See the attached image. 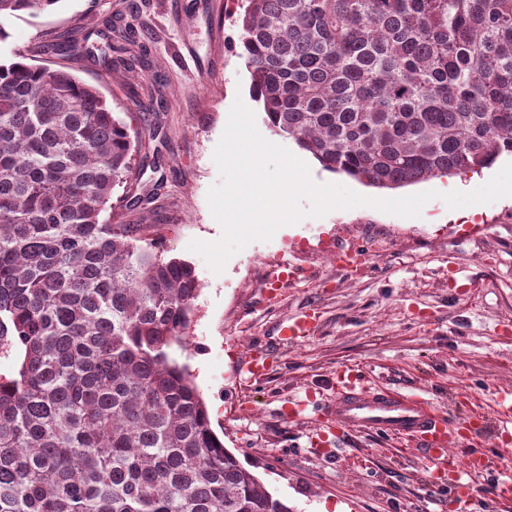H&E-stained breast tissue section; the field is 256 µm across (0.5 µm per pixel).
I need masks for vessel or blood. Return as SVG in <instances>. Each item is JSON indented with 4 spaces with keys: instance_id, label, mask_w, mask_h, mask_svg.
<instances>
[{
    "instance_id": "vessel-or-blood-1",
    "label": "vessel or blood",
    "mask_w": 512,
    "mask_h": 512,
    "mask_svg": "<svg viewBox=\"0 0 512 512\" xmlns=\"http://www.w3.org/2000/svg\"><path fill=\"white\" fill-rule=\"evenodd\" d=\"M326 421L353 431L376 430L421 447L434 472L445 470L449 444L462 428L421 395L366 383L355 367L336 376V397L322 413Z\"/></svg>"
}]
</instances>
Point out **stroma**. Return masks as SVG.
Segmentation results:
<instances>
[{
    "label": "stroma",
    "instance_id": "1",
    "mask_svg": "<svg viewBox=\"0 0 512 512\" xmlns=\"http://www.w3.org/2000/svg\"><path fill=\"white\" fill-rule=\"evenodd\" d=\"M239 11L237 0H222L216 14L196 0H61L53 14L1 21L9 38L0 59L20 53L31 64L68 68L98 88L138 139L133 178L115 188L112 210L128 224L147 216V238L194 264L201 289L189 344L174 355L188 365L225 448L272 494L294 512H512V499L491 493L512 476V431L456 448L458 459L495 464L473 475L464 503L451 486L431 482L418 450L347 429L315 433L317 408L335 397L344 365L414 390L453 419L495 416L498 388L512 385V198L452 219L442 196L462 182L483 185L512 157L393 190L324 170L273 133L252 100ZM108 18L132 25L134 49L146 56L141 70L109 72L80 46L49 51ZM238 97L260 134L303 160L317 183L380 199L439 196L414 218L360 206L303 219L251 242L215 273L188 245L221 236L207 193L220 180L213 153ZM146 194L144 213L126 209L128 197ZM283 272L287 281L277 283ZM309 313L315 332L286 342L282 324ZM252 356L268 366L261 378L244 369ZM298 402L303 411L288 418Z\"/></svg>",
    "mask_w": 512,
    "mask_h": 512
}]
</instances>
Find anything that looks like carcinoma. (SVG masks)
I'll use <instances>...</instances> for the list:
<instances>
[{"label":"carcinoma","instance_id":"1","mask_svg":"<svg viewBox=\"0 0 512 512\" xmlns=\"http://www.w3.org/2000/svg\"><path fill=\"white\" fill-rule=\"evenodd\" d=\"M238 27L268 123L330 172L397 188L512 156V0H243ZM133 151L96 87L0 63V512H291L173 356L195 268L104 218Z\"/></svg>","mask_w":512,"mask_h":512}]
</instances>
